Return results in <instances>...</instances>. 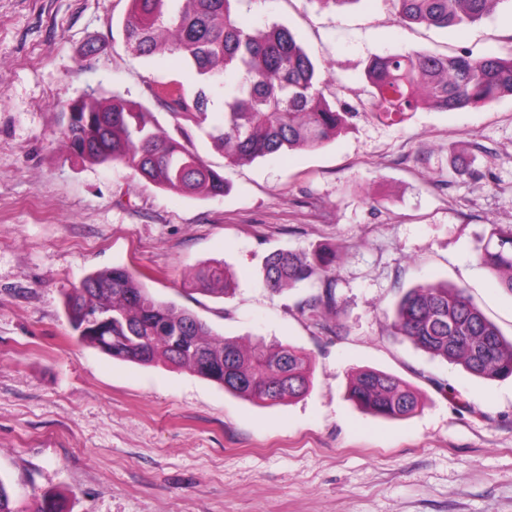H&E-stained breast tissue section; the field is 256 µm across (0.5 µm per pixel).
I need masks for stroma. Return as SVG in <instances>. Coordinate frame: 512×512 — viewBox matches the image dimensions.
I'll return each mask as SVG.
<instances>
[{
  "label": "stroma",
  "instance_id": "stroma-1",
  "mask_svg": "<svg viewBox=\"0 0 512 512\" xmlns=\"http://www.w3.org/2000/svg\"><path fill=\"white\" fill-rule=\"evenodd\" d=\"M127 0H0V478L23 512L44 492L64 512H512V378L484 380L396 336L402 290L465 287L504 336L512 295L477 262L491 225H512V97L394 124L371 105L375 56L512 52V8L440 30L400 22L392 0H238L237 19L287 25L318 64L327 100L353 111L315 150L233 164L162 106L159 83L198 87L167 55L122 39ZM148 107L162 132L223 172L226 191L162 190L124 164L67 155L63 108L93 92ZM337 251L338 333L276 291L266 257ZM224 262L234 290H193ZM124 265L160 300L243 347L292 345L310 390L259 405L188 369L113 359L78 343L64 293ZM362 369L394 374L419 408L385 419L347 397Z\"/></svg>",
  "mask_w": 512,
  "mask_h": 512
}]
</instances>
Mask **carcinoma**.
<instances>
[{"mask_svg":"<svg viewBox=\"0 0 512 512\" xmlns=\"http://www.w3.org/2000/svg\"><path fill=\"white\" fill-rule=\"evenodd\" d=\"M512 0H393L403 22L439 29L480 21ZM122 34L140 56L168 53L191 65L199 88L187 95L182 83L162 82L156 98L185 122L209 123L208 135L232 163L252 162L283 151L316 149L346 126L324 96L317 64L295 34L274 23L263 30L243 27L238 0H128ZM373 106L401 122L429 105L451 111L512 96V53L474 58L469 54L378 56L365 70ZM63 142L68 154L98 164L120 161L139 177L177 194H224V175L180 141L163 135L146 107L114 93L109 99L84 95L65 105ZM498 287L512 295V225L493 224L477 254ZM336 253H271L264 275L274 289L308 284L298 311L329 333L325 322L337 310ZM232 274L221 263H206L194 281L199 291L223 296ZM67 318L78 341L121 361H159L187 368L241 397L275 404L310 387L307 355L292 346L245 349L214 332L191 311L157 299L142 276L126 266L85 275L65 292ZM394 334L418 349L457 364L471 375L512 377V339L504 337L467 290L446 282L406 289L393 311ZM180 341H173V337ZM348 398L372 414L400 419L418 400L402 379L377 370L359 371ZM0 512H22L0 478Z\"/></svg>","mask_w":512,"mask_h":512,"instance_id":"cac0c4a2","label":"carcinoma"}]
</instances>
